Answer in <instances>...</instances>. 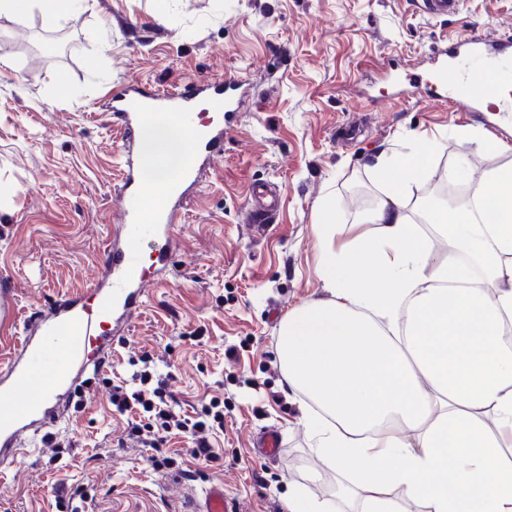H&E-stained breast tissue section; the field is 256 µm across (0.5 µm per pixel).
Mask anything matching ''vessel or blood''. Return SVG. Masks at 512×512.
Wrapping results in <instances>:
<instances>
[{
	"label": "vessel or blood",
	"mask_w": 512,
	"mask_h": 512,
	"mask_svg": "<svg viewBox=\"0 0 512 512\" xmlns=\"http://www.w3.org/2000/svg\"><path fill=\"white\" fill-rule=\"evenodd\" d=\"M502 58L512 56V41L496 36H464L447 47L438 49L441 65L434 75L433 90H447L450 76L448 62L459 56L485 60L480 77L488 84L499 80L497 65L487 63L489 51ZM206 96L216 108L225 112L240 111L243 99L236 94L230 80L222 79L199 90L179 87L171 91L157 90L149 95L132 94L114 103L122 112L128 136V160L122 187V222L129 238L109 246L112 260L104 269L107 290H94L91 295H71L57 300L45 316L25 326L16 337L6 373L0 374V453L21 456L19 440L40 432L57 421L54 406L58 398L70 391L80 372L99 365L107 357V336L102 328L118 311L138 307L153 273L166 269L173 249V228L178 219L175 208L164 209L150 225H142L139 198L145 180L140 158L143 126L149 115L179 117L192 112L199 96ZM224 150V134L208 130L196 137L194 151L176 179L170 193L178 199L187 187H199L214 158ZM149 232L157 240L154 270L146 272L138 260V249L131 235ZM18 317L15 293L0 289V328L12 329ZM193 512H236L231 498L220 482L210 484Z\"/></svg>",
	"instance_id": "1"
}]
</instances>
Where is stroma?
<instances>
[{"mask_svg": "<svg viewBox=\"0 0 512 512\" xmlns=\"http://www.w3.org/2000/svg\"><path fill=\"white\" fill-rule=\"evenodd\" d=\"M470 34L512 35V0H460L444 19L418 0H97L55 28L36 14L0 17V289L14 290L23 324L93 288L121 225L113 98L134 84L224 77L247 91L208 182L180 204L168 271L99 371L130 383L146 355L168 376L175 411L222 401L214 459L184 455L187 437L173 434L176 467L155 469L151 449L127 437L137 413L113 411L107 388L90 382L56 426L22 440L28 456L0 465V512H59L62 482L81 512H186L217 479L238 512H288L297 488L335 495L346 478L323 465L300 421L309 399L285 383L280 319L326 298L312 226L324 201L351 225L359 195L380 198L381 156L435 140L434 167L464 164L473 187L512 164V118L454 112L429 95L434 48ZM461 126L505 150L457 139ZM255 183L280 194L275 222L259 229L248 220ZM270 428L279 453L258 456L254 441ZM54 438L72 442L69 455L54 459Z\"/></svg>", "mask_w": 512, "mask_h": 512, "instance_id": "35a3bbf8", "label": "stroma"}]
</instances>
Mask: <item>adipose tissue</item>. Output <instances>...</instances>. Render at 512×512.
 Masks as SVG:
<instances>
[{"label":"adipose tissue","mask_w":512,"mask_h":512,"mask_svg":"<svg viewBox=\"0 0 512 512\" xmlns=\"http://www.w3.org/2000/svg\"><path fill=\"white\" fill-rule=\"evenodd\" d=\"M79 0H0V17L39 13L51 26ZM197 118L163 117L145 131L151 223L191 151ZM436 144L380 159L383 196L361 215L365 232L342 239L343 218L324 203L313 226L327 298L291 310L278 357L290 391L309 396L301 421L323 464L351 473L340 489L353 512H512V165L487 172L469 204L428 221L448 241L434 253L405 213L414 186L432 180Z\"/></svg>","instance_id":"ef3b65f1"}]
</instances>
